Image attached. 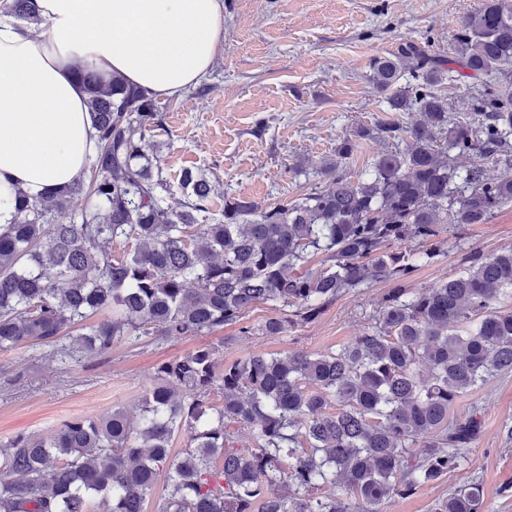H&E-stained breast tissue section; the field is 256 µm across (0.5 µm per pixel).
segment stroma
Masks as SVG:
<instances>
[{
  "label": "stroma",
  "mask_w": 512,
  "mask_h": 512,
  "mask_svg": "<svg viewBox=\"0 0 512 512\" xmlns=\"http://www.w3.org/2000/svg\"><path fill=\"white\" fill-rule=\"evenodd\" d=\"M224 43L201 84L157 100L155 145L168 182V205L179 207L184 170H200L214 186L202 224L224 219V200L270 206L322 183L336 145L361 128L347 161L359 175L387 144L377 124L412 125L414 112H390L371 81V61L401 43L433 36V53L447 56L459 18L483 0H223ZM443 252L409 278L431 286L459 269L461 249L492 254L512 247V203L483 224L450 229ZM388 283L339 295L316 319L281 336L262 333L276 311L260 304L242 324L207 336L143 339L115 345L110 355L60 361L51 348L31 344L0 352V441L16 434H48L71 418H102L120 408L138 412L158 383L160 364L202 345L229 363L252 354L335 351L358 336ZM478 412L481 430L461 469L413 494L392 499L386 512H436L454 491L477 482L484 512H512V371L491 378L455 404L456 418Z\"/></svg>",
  "instance_id": "obj_1"
}]
</instances>
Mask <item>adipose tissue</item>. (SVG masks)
<instances>
[{
	"label": "adipose tissue",
	"instance_id": "adipose-tissue-1",
	"mask_svg": "<svg viewBox=\"0 0 512 512\" xmlns=\"http://www.w3.org/2000/svg\"><path fill=\"white\" fill-rule=\"evenodd\" d=\"M36 29L0 17V226L17 193L37 197L83 177L96 143L90 67L152 96L197 84L224 41L222 0H37Z\"/></svg>",
	"mask_w": 512,
	"mask_h": 512
}]
</instances>
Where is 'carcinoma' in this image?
Here are the masks:
<instances>
[{"instance_id":"obj_1","label":"carcinoma","mask_w":512,"mask_h":512,"mask_svg":"<svg viewBox=\"0 0 512 512\" xmlns=\"http://www.w3.org/2000/svg\"><path fill=\"white\" fill-rule=\"evenodd\" d=\"M8 13L41 21L36 0H12ZM448 49L478 81L464 115L435 91L452 69L407 41L374 58L372 81L388 111L423 120L379 125L388 147L359 177L346 160L354 137L373 133L363 128L337 145L322 185L266 208L226 198L219 224L198 223L213 188L191 171L182 209L164 205L166 180L145 152L155 99L120 76L78 73L97 131L89 177L18 194L14 222L0 227V352L37 343L64 361L106 356L131 338L207 335L265 303L282 311L262 325L277 336L341 293L392 288L337 351L220 365L205 345L158 367L136 415L118 408L0 442V512H88L96 499L104 512H147L163 473V512H384L463 466L480 420L449 417L456 399L512 370V248L465 251L457 273L419 291L407 279L439 256L450 227L483 224L512 202V180L490 182L480 166L512 160V0H484ZM461 154L478 163L460 169ZM81 194L78 220L43 239ZM118 239L131 245L119 258ZM104 309L112 318L94 321ZM232 423L253 429L252 444L235 446ZM182 431L188 450L173 456ZM482 508L471 484L439 512Z\"/></svg>"}]
</instances>
